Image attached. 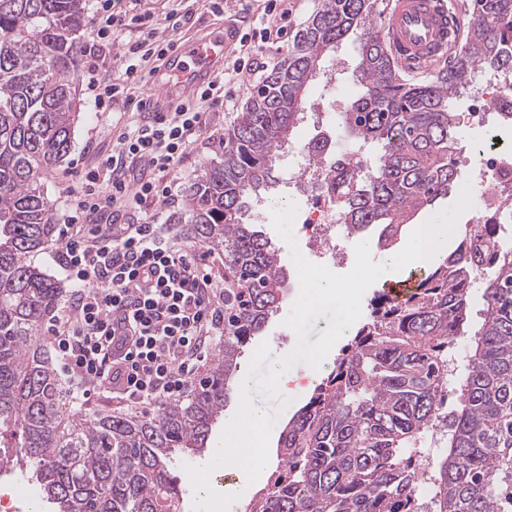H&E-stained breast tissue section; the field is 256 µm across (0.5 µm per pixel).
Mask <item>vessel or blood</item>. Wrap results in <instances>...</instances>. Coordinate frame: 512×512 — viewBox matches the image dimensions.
I'll return each mask as SVG.
<instances>
[{
  "mask_svg": "<svg viewBox=\"0 0 512 512\" xmlns=\"http://www.w3.org/2000/svg\"><path fill=\"white\" fill-rule=\"evenodd\" d=\"M463 19L449 13L443 0H393L385 14L383 35L400 66L411 67L439 57L460 35ZM229 35L214 31L190 43L174 45L165 62L177 82L156 81L142 109L152 119L165 118L175 105L211 81L224 62Z\"/></svg>",
  "mask_w": 512,
  "mask_h": 512,
  "instance_id": "vessel-or-blood-1",
  "label": "vessel or blood"
}]
</instances>
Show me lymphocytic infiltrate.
<instances>
[{
    "label": "lymphocytic infiltrate",
    "mask_w": 512,
    "mask_h": 512,
    "mask_svg": "<svg viewBox=\"0 0 512 512\" xmlns=\"http://www.w3.org/2000/svg\"><path fill=\"white\" fill-rule=\"evenodd\" d=\"M98 12L86 72L99 106L112 112L129 105L128 84L148 83L146 62L164 55L170 42L160 38L151 15L125 18L113 13L112 0H99ZM287 20L283 0H264L251 35L240 40L241 57L167 119L116 125L111 153L85 171L53 256L74 288L53 322L54 350L73 392L103 390L134 405L178 398L222 338L224 301L198 255L161 233L158 206L173 199L188 148L210 134L209 112L230 107L225 85L283 34ZM131 23L140 29L134 40L126 37ZM116 46L121 72L99 77L100 59Z\"/></svg>",
    "instance_id": "1"
}]
</instances>
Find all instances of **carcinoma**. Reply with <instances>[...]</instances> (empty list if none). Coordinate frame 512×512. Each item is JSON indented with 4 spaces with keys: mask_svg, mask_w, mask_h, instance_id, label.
Segmentation results:
<instances>
[{
    "mask_svg": "<svg viewBox=\"0 0 512 512\" xmlns=\"http://www.w3.org/2000/svg\"><path fill=\"white\" fill-rule=\"evenodd\" d=\"M85 17L86 0H0V469L32 474L52 512H180L167 463L206 446L242 352L286 289L279 250L242 214L272 184L328 56L357 35L361 93L338 113V127L378 160L348 163L336 192L347 232L379 226L387 247L453 190L454 101L476 67L512 69V0H473L448 64L418 83L402 76L380 37L372 0H318L238 113L222 159L188 188L186 234L224 252V346L201 385L152 417H75L35 338L63 294L30 257L55 229L42 175L70 153L82 117ZM478 273L485 312L474 324ZM460 336L469 337L466 364L446 412L448 350ZM436 425L445 448L430 463L423 506L409 444ZM278 445L280 467L249 512H504L512 504V247L497 225H472L469 239L423 269L408 298H374Z\"/></svg>",
    "mask_w": 512,
    "mask_h": 512,
    "instance_id": "obj_1",
    "label": "carcinoma"
}]
</instances>
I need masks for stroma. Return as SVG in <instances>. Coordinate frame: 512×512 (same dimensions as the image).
Segmentation results:
<instances>
[{
  "label": "stroma",
  "mask_w": 512,
  "mask_h": 512,
  "mask_svg": "<svg viewBox=\"0 0 512 512\" xmlns=\"http://www.w3.org/2000/svg\"><path fill=\"white\" fill-rule=\"evenodd\" d=\"M241 3L242 0H226L224 12L218 16L211 13L207 0H138L134 5L129 0H112V9L119 14L133 10L148 12L158 20L170 11H178L188 17L174 33L175 38L181 39L207 27L228 24L236 25L238 33H247L255 15L243 10ZM80 100L83 117L74 130L73 147L42 179L44 193L51 205L50 221L57 225L62 224L73 209L71 190L85 169L112 148V113L98 110L88 88H81ZM244 221L258 225L278 248L288 276L289 286L279 311L241 357V369L251 380L252 400L264 409L265 428L276 437L298 405L269 379L270 364L285 359L297 370H304L308 358L326 344V328L352 318L364 322L374 298L381 293L382 284L388 278L386 252L379 246L363 247L361 237H348L343 242L350 256L347 264L331 271L320 267L314 271L316 277H328L336 282L333 292L321 294L299 286L295 260L304 255L306 238L299 225L290 223L287 213L277 207L263 211L253 205L245 213ZM223 439L224 426L216 424L205 450L179 454L172 459L170 470L182 496V512H199L200 479L203 476H210L211 486L218 493L239 485L238 476L225 473L214 453Z\"/></svg>",
  "instance_id": "obj_1"
}]
</instances>
